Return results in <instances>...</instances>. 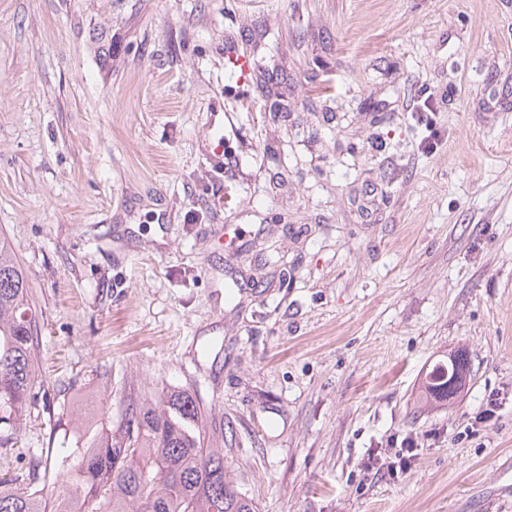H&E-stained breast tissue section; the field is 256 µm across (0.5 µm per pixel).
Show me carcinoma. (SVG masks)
Wrapping results in <instances>:
<instances>
[{
	"label": "carcinoma",
	"instance_id": "cac0c4a2",
	"mask_svg": "<svg viewBox=\"0 0 512 512\" xmlns=\"http://www.w3.org/2000/svg\"><path fill=\"white\" fill-rule=\"evenodd\" d=\"M40 315L30 299L28 276L0 241V447L6 448L37 401ZM468 372L465 351L449 354L426 382L425 399L440 402L456 388L443 380ZM257 512L242 493L224 452L211 447L199 398L188 390L142 396L123 410L110 438L85 450L67 493L52 512ZM0 512H47L43 490L25 486L24 474L0 478Z\"/></svg>",
	"mask_w": 512,
	"mask_h": 512
}]
</instances>
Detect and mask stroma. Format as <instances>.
<instances>
[{
  "label": "stroma",
  "mask_w": 512,
  "mask_h": 512,
  "mask_svg": "<svg viewBox=\"0 0 512 512\" xmlns=\"http://www.w3.org/2000/svg\"><path fill=\"white\" fill-rule=\"evenodd\" d=\"M0 238L47 395L0 476L176 387L259 512H512V0H0ZM456 365L461 373V381L450 389L442 390L441 388L445 386L444 382L447 381L448 385V372L449 376L456 368ZM468 372V357L464 350H456L453 353H450L448 356V364L442 363L438 364L432 370L428 381L426 382V386L424 387V395L425 399L432 402H440L447 400L450 398L458 387L461 385L463 380L466 378ZM447 378L445 381H443ZM443 383V384H442Z\"/></svg>",
  "instance_id": "35a3bbf8"
}]
</instances>
